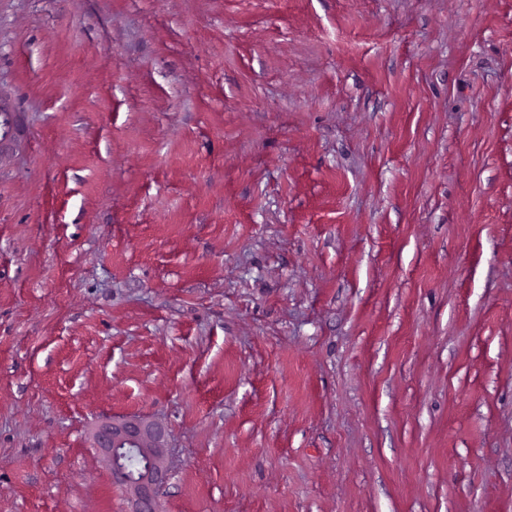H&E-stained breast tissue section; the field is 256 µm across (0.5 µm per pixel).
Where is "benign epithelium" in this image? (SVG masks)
<instances>
[{
  "mask_svg": "<svg viewBox=\"0 0 512 512\" xmlns=\"http://www.w3.org/2000/svg\"><path fill=\"white\" fill-rule=\"evenodd\" d=\"M92 443L102 456L112 485L126 493L131 512H160L159 491L169 471L165 426L140 416L107 418L95 428ZM127 448L138 450L145 458V466L136 475L118 458V452Z\"/></svg>",
  "mask_w": 512,
  "mask_h": 512,
  "instance_id": "7a95c632",
  "label": "benign epithelium"
}]
</instances>
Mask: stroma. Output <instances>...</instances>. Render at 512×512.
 <instances>
[{
  "label": "stroma",
  "mask_w": 512,
  "mask_h": 512,
  "mask_svg": "<svg viewBox=\"0 0 512 512\" xmlns=\"http://www.w3.org/2000/svg\"><path fill=\"white\" fill-rule=\"evenodd\" d=\"M512 512V0H0V512ZM93 448H97L108 469L113 486L127 495L131 512H159V491L169 471L168 432L163 424L140 416L106 418L92 434ZM134 448L145 458V466L131 474L120 462L118 452Z\"/></svg>",
  "instance_id": "1"
}]
</instances>
